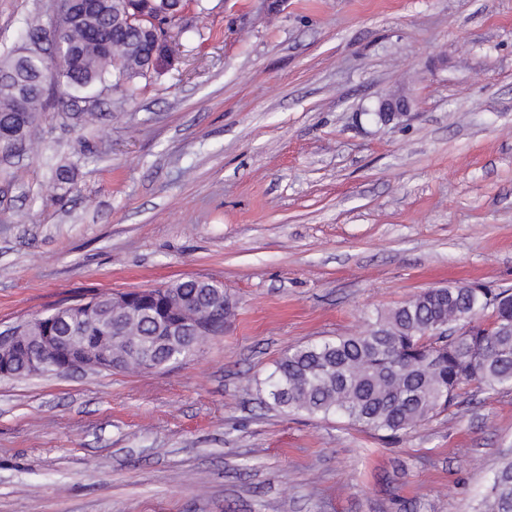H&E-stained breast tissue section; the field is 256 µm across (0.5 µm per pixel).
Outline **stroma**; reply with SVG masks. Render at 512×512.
Instances as JSON below:
<instances>
[{"instance_id": "stroma-1", "label": "stroma", "mask_w": 512, "mask_h": 512, "mask_svg": "<svg viewBox=\"0 0 512 512\" xmlns=\"http://www.w3.org/2000/svg\"><path fill=\"white\" fill-rule=\"evenodd\" d=\"M57 21L0 0V60L51 58ZM169 32L133 83L50 86L39 143L0 151V331L190 277L224 329L150 371L0 377V512H474L512 391L382 438L267 389L422 290L512 288V0H185Z\"/></svg>"}]
</instances>
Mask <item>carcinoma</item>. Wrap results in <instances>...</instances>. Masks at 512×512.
I'll return each mask as SVG.
<instances>
[{
	"instance_id": "carcinoma-1",
	"label": "carcinoma",
	"mask_w": 512,
	"mask_h": 512,
	"mask_svg": "<svg viewBox=\"0 0 512 512\" xmlns=\"http://www.w3.org/2000/svg\"><path fill=\"white\" fill-rule=\"evenodd\" d=\"M147 15L175 18V0H139ZM97 20H82L74 30L81 63L70 69H52L36 56L16 54L0 61L21 82L35 81L44 70L49 81L62 76L71 87H87L115 74L123 81L143 78L153 65L155 38L149 20H134L112 29V54L85 37ZM43 94L32 93L28 111L16 112L11 100L0 97V136L26 141L40 118ZM154 297L134 300L116 315V329L107 330L91 320L75 329L96 340L101 349L124 357L126 367L144 369L132 341L152 345L161 327L198 319L197 336H174L169 345L154 351L157 369L193 352L209 335L224 327V313L213 317L212 303L224 298V289L207 288L189 279L153 289ZM177 298L196 307L184 314ZM486 318L482 327L477 320ZM64 329L49 313L19 327L21 335ZM471 382L487 393L512 390V289L474 285L429 288L387 313L365 322L359 332L291 349L275 365L268 396L287 413L312 418L340 416L350 425L394 437L414 429L454 405L459 391ZM475 512H512V454L494 474Z\"/></svg>"
}]
</instances>
